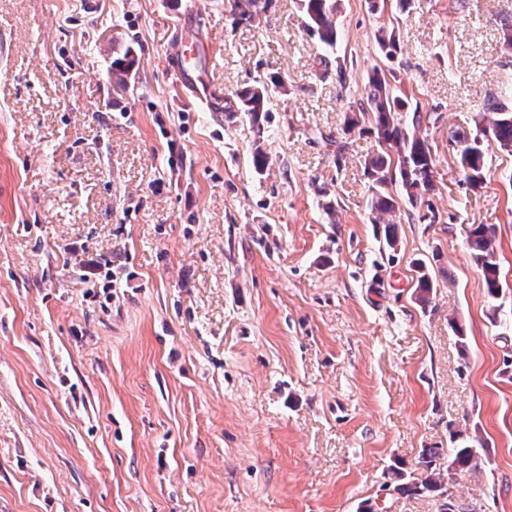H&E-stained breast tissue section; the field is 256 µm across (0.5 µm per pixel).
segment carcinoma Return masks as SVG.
<instances>
[{
	"label": "carcinoma",
	"mask_w": 512,
	"mask_h": 512,
	"mask_svg": "<svg viewBox=\"0 0 512 512\" xmlns=\"http://www.w3.org/2000/svg\"><path fill=\"white\" fill-rule=\"evenodd\" d=\"M260 0H231L233 16L238 22L253 21L258 17ZM305 28L317 35L321 42L336 46V16L338 0H302ZM287 87L282 80L270 84L259 82L251 87L224 95V111L234 116L242 113L259 124L260 116L270 111L276 93H284ZM512 98V86L493 98L488 105L489 115L476 121L475 131L455 135L456 142L467 156V164L461 165V173L471 187L483 182V160L489 147L512 152V105L504 97ZM407 102L397 94L386 79L375 74L366 87V106L361 111L374 114L375 128L380 151L370 158L367 171L373 177L371 211L379 216L395 212V205L387 187L400 183L401 194L415 206L434 190V160L428 142L419 136L422 115L419 109L403 119ZM467 248L475 265L480 269L490 296L498 295L499 262L495 227L479 224L467 238ZM448 459V467L440 463ZM483 462L472 445H463L444 451L441 448L423 449L417 461L421 475L407 472L401 467L391 468L387 487L399 494L428 493L442 497L448 492L449 479L477 468Z\"/></svg>",
	"instance_id": "carcinoma-1"
}]
</instances>
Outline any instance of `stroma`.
<instances>
[{
  "label": "stroma",
  "mask_w": 512,
  "mask_h": 512,
  "mask_svg": "<svg viewBox=\"0 0 512 512\" xmlns=\"http://www.w3.org/2000/svg\"><path fill=\"white\" fill-rule=\"evenodd\" d=\"M196 2L203 82L284 79L263 135L168 68L186 0H0V512H440L386 482L458 432L484 463L455 498L512 512V153L473 188L454 138L512 80V0H340L332 49L301 0ZM375 66L435 169L424 203L390 185L392 248L345 128ZM467 248L475 265L480 269L490 296L500 291L499 262L494 225L478 224L467 238Z\"/></svg>",
  "instance_id": "obj_1"
}]
</instances>
